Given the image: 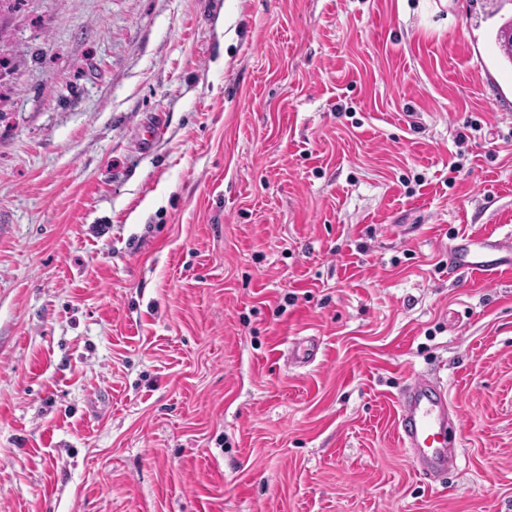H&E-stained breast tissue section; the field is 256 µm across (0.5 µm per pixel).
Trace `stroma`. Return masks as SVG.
Listing matches in <instances>:
<instances>
[{
    "mask_svg": "<svg viewBox=\"0 0 512 512\" xmlns=\"http://www.w3.org/2000/svg\"><path fill=\"white\" fill-rule=\"evenodd\" d=\"M495 7L0 15V512H512V273L448 269L512 232ZM417 374L460 420L437 482ZM400 446L424 474L436 477L457 463L451 405L441 382L418 375L397 398Z\"/></svg>",
    "mask_w": 512,
    "mask_h": 512,
    "instance_id": "35a3bbf8",
    "label": "stroma"
}]
</instances>
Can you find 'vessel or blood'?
<instances>
[{"label": "vessel or blood", "mask_w": 512, "mask_h": 512, "mask_svg": "<svg viewBox=\"0 0 512 512\" xmlns=\"http://www.w3.org/2000/svg\"><path fill=\"white\" fill-rule=\"evenodd\" d=\"M451 259L457 269L490 282L512 270V235L460 236ZM397 407L399 442L417 468L435 477L454 467L455 431L448 425L451 406L441 382L416 376L399 395Z\"/></svg>", "instance_id": "1"}]
</instances>
